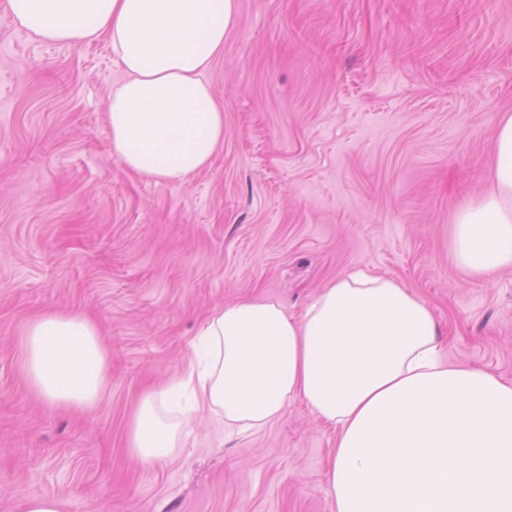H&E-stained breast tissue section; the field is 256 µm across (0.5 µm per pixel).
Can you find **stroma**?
I'll return each instance as SVG.
<instances>
[{
  "instance_id": "1",
  "label": "stroma",
  "mask_w": 512,
  "mask_h": 512,
  "mask_svg": "<svg viewBox=\"0 0 512 512\" xmlns=\"http://www.w3.org/2000/svg\"><path fill=\"white\" fill-rule=\"evenodd\" d=\"M238 3L203 75L224 143L167 183L111 153L123 71L108 44L42 40L0 0V512L31 496L62 512H333L336 432L302 400L241 437L201 417L150 465L125 433L215 309L266 296L297 316L356 270L427 303L449 364L512 384V269L473 277L450 250L512 113V0ZM47 310L101 330L93 411L49 409L26 386L20 336Z\"/></svg>"
}]
</instances>
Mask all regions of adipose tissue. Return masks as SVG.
<instances>
[{"instance_id": "ef3b65f1", "label": "adipose tissue", "mask_w": 512, "mask_h": 512, "mask_svg": "<svg viewBox=\"0 0 512 512\" xmlns=\"http://www.w3.org/2000/svg\"><path fill=\"white\" fill-rule=\"evenodd\" d=\"M16 25L49 42L106 39L125 77L112 88L113 157L168 183L211 164L224 107L203 73L223 52L237 0H9ZM490 186L457 210L452 251L471 275L512 267V114L497 119ZM431 309L390 278L330 282L301 316L266 297L217 309L178 377L145 392L127 446L167 458L206 412L256 433L302 399L338 430L326 478L336 512H512V384L453 367ZM31 391L92 411L108 381L96 324L80 311L32 317L21 340Z\"/></svg>"}]
</instances>
